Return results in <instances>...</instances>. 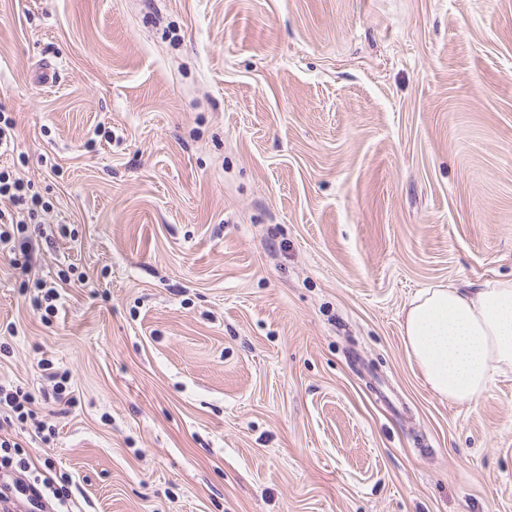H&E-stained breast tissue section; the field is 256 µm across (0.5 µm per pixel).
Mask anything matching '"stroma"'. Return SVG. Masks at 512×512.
Here are the masks:
<instances>
[{
    "label": "stroma",
    "instance_id": "1",
    "mask_svg": "<svg viewBox=\"0 0 512 512\" xmlns=\"http://www.w3.org/2000/svg\"><path fill=\"white\" fill-rule=\"evenodd\" d=\"M0 113V381L73 399L10 437L79 512H512V373L401 336L512 278V0H0ZM0 198L7 199L15 209L13 212L12 210L7 211V215L5 211H0V253L16 254L19 243L16 233L18 236L22 234L23 225L27 224L26 216L29 220L35 217L40 201L35 195L28 196L23 182L11 179L10 175L5 172H0ZM18 247L21 254L28 258V255L25 254V243H19ZM403 343L428 388L448 403L477 401L512 372V279L436 285L410 302ZM44 371H50L43 376L46 380L53 382L52 394L49 392H41L43 401L46 404H54L56 411L54 413H66L73 405L72 397L67 393V384L70 382L71 375L68 369L55 368L51 363L47 362Z\"/></svg>",
    "mask_w": 512,
    "mask_h": 512
}]
</instances>
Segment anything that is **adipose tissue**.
I'll list each match as a JSON object with an SVG mask.
<instances>
[{
	"instance_id": "1",
	"label": "adipose tissue",
	"mask_w": 512,
	"mask_h": 512,
	"mask_svg": "<svg viewBox=\"0 0 512 512\" xmlns=\"http://www.w3.org/2000/svg\"><path fill=\"white\" fill-rule=\"evenodd\" d=\"M402 335L433 393L451 403L478 400L495 376L512 372V279L423 289Z\"/></svg>"
}]
</instances>
